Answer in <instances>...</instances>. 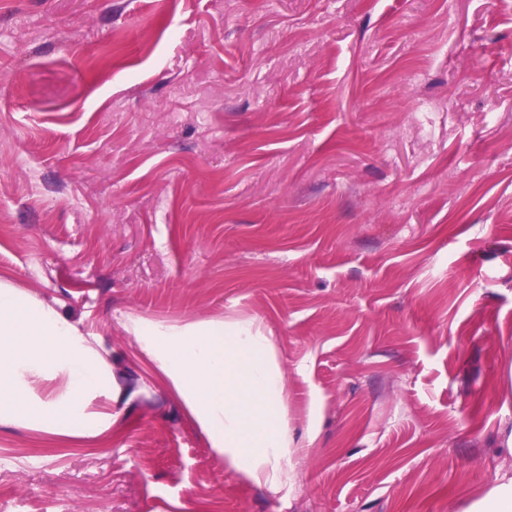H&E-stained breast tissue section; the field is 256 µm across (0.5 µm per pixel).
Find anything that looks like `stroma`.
Wrapping results in <instances>:
<instances>
[{"instance_id":"1","label":"stroma","mask_w":512,"mask_h":512,"mask_svg":"<svg viewBox=\"0 0 512 512\" xmlns=\"http://www.w3.org/2000/svg\"><path fill=\"white\" fill-rule=\"evenodd\" d=\"M0 277L119 384L0 425V512H460L512 467V0H0ZM277 338L296 483L211 448L133 322Z\"/></svg>"}]
</instances>
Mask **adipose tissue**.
Listing matches in <instances>:
<instances>
[{"mask_svg":"<svg viewBox=\"0 0 512 512\" xmlns=\"http://www.w3.org/2000/svg\"><path fill=\"white\" fill-rule=\"evenodd\" d=\"M134 330L155 374L232 468L271 491L296 481L304 446L290 434L274 336L253 320L138 324ZM36 378L62 379V388L33 397ZM116 385L104 355L74 322L0 279V424L100 436L112 416L91 404L111 397ZM462 512H512V470L501 472Z\"/></svg>","mask_w":512,"mask_h":512,"instance_id":"obj_1","label":"adipose tissue"}]
</instances>
